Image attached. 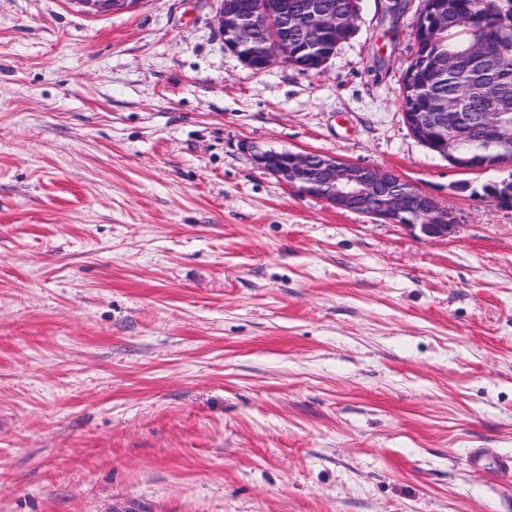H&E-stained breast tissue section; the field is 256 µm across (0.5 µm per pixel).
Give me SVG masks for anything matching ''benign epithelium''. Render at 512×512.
Returning <instances> with one entry per match:
<instances>
[{
  "label": "benign epithelium",
  "mask_w": 512,
  "mask_h": 512,
  "mask_svg": "<svg viewBox=\"0 0 512 512\" xmlns=\"http://www.w3.org/2000/svg\"><path fill=\"white\" fill-rule=\"evenodd\" d=\"M92 14L119 12L138 0H69ZM215 17L225 49L235 54L247 67L265 70L277 61L292 65L302 53L288 30L304 23L303 43L310 56L333 33L343 39L354 28L357 14L338 15L318 0H308L304 17L292 13L288 0H219ZM463 15L448 14L444 0H422L413 22L414 38L430 37L451 27L464 24ZM470 71L484 77L502 70L503 60L493 56L485 45L473 44L466 54ZM434 73L448 77V58L438 55L417 60L406 71L404 91L416 90L420 74ZM404 122L412 135L430 151L464 171L487 170L512 162V156L499 151L506 139L502 113L485 112L480 119L487 155L475 161L457 153V140L467 124L465 103L456 98L434 97L425 112H405ZM257 169L276 177L300 193L322 199L338 209L359 212L389 224L417 228L430 239H444L455 232L457 224L448 205L423 192L395 172L370 165L350 164L336 157L299 153L291 150L263 149L245 144Z\"/></svg>",
  "instance_id": "1"
}]
</instances>
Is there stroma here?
<instances>
[{
    "instance_id": "35a3bbf8",
    "label": "stroma",
    "mask_w": 512,
    "mask_h": 512,
    "mask_svg": "<svg viewBox=\"0 0 512 512\" xmlns=\"http://www.w3.org/2000/svg\"><path fill=\"white\" fill-rule=\"evenodd\" d=\"M421 0L256 71L218 0H0V512H512V165L402 114ZM393 170L455 234L245 143ZM71 3L92 14L119 12L134 6L138 0H70ZM245 150L263 173L338 209L419 228L430 239L448 238L457 227L448 205L391 170L323 154L263 149L252 143H246Z\"/></svg>"
}]
</instances>
